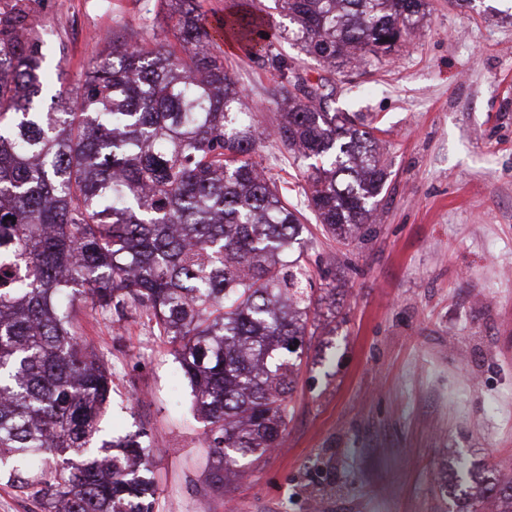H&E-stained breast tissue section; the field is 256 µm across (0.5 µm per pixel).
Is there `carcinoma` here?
Listing matches in <instances>:
<instances>
[{"mask_svg":"<svg viewBox=\"0 0 512 512\" xmlns=\"http://www.w3.org/2000/svg\"><path fill=\"white\" fill-rule=\"evenodd\" d=\"M165 6L178 48L107 36L73 87L51 81L29 0L0 9V479L45 512H152L155 495L143 435L100 427L112 368L80 341L76 297L114 322L139 310L173 346L224 471L279 446L318 311L293 188L254 155L271 139L310 161L307 207L342 240L372 223L389 173L377 128L281 53L293 91L256 126L217 36L255 55L282 40L332 74L391 53L427 0H274L290 27L273 35L244 8L213 25L198 0ZM489 496L512 512V475H470L466 512Z\"/></svg>","mask_w":512,"mask_h":512,"instance_id":"cac0c4a2","label":"carcinoma"}]
</instances>
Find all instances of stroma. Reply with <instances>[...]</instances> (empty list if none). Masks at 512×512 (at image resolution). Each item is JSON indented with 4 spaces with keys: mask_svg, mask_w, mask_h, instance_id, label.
<instances>
[{
    "mask_svg": "<svg viewBox=\"0 0 512 512\" xmlns=\"http://www.w3.org/2000/svg\"><path fill=\"white\" fill-rule=\"evenodd\" d=\"M160 0H33L62 82L106 34L176 44ZM256 122L275 124L272 56L218 43ZM331 105L379 127L390 172L375 223L343 243L278 144L256 158L290 181L313 300L335 302L305 344L279 448L217 479L171 347L139 311L76 302L112 369L105 425L157 448L153 512H459L457 465L512 469V0H427L397 51L332 76Z\"/></svg>",
    "mask_w": 512,
    "mask_h": 512,
    "instance_id": "35a3bbf8",
    "label": "stroma"
}]
</instances>
